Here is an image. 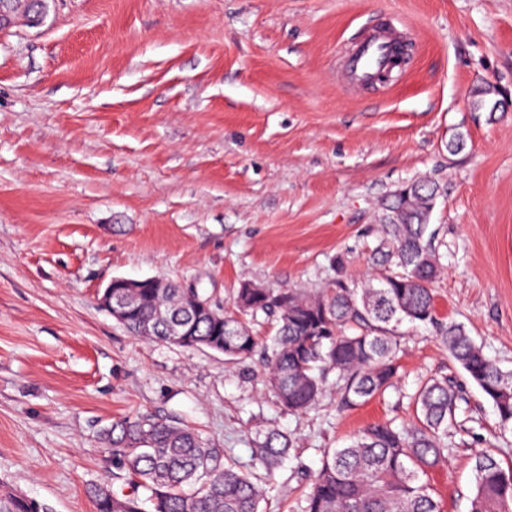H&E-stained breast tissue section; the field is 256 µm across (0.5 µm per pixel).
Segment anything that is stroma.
<instances>
[{
    "label": "stroma",
    "mask_w": 512,
    "mask_h": 512,
    "mask_svg": "<svg viewBox=\"0 0 512 512\" xmlns=\"http://www.w3.org/2000/svg\"><path fill=\"white\" fill-rule=\"evenodd\" d=\"M367 27L412 44L375 90L340 69ZM487 84L499 107L475 111ZM417 179L440 188L437 314L512 370V0H52L0 30V485L96 512L86 489L116 471L98 431L150 413L256 474L262 512H306L325 449L412 420L435 372L461 377L434 331L405 330L382 396L341 412L331 381L293 414L259 358L136 338L99 299L115 276L227 308L244 282L320 291L340 253L363 281L382 202ZM464 390L426 477L444 512H468L476 451L512 469V431ZM271 429L291 447L268 473Z\"/></svg>",
    "instance_id": "35a3bbf8"
}]
</instances>
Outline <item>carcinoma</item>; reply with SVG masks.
Returning <instances> with one entry per match:
<instances>
[{"instance_id":"1","label":"carcinoma","mask_w":512,"mask_h":512,"mask_svg":"<svg viewBox=\"0 0 512 512\" xmlns=\"http://www.w3.org/2000/svg\"><path fill=\"white\" fill-rule=\"evenodd\" d=\"M437 185L414 181L385 203L383 237L371 250L380 271L357 288L343 278L345 260L336 255L335 287L321 293L266 288L248 282L237 290L235 309L217 304L197 313L177 282L154 293L128 295L126 329L134 336L169 342L166 322L188 320L195 335L183 347H205L231 360L247 359L258 347L249 321L262 313L278 323L272 348L264 351V378L281 406L302 412L323 395L336 374L340 410L354 409L383 394L397 372L398 327L432 328L462 370L465 381L492 402L499 424L512 427V371H504L462 323L437 316L433 284L441 256L433 244L430 216ZM465 400L462 384L434 375L414 395L416 420L400 427L370 425L342 448L324 451L312 479L306 512H442L421 476L445 459L448 428ZM112 448L118 472L131 477L114 489L92 484L87 494L96 512H260L262 491L254 476L225 462L192 428L153 417L122 419L100 431ZM288 438L268 431L257 452L268 472L288 454ZM469 512H512V472L490 450L472 458ZM0 512H46L37 501L0 488Z\"/></svg>"}]
</instances>
